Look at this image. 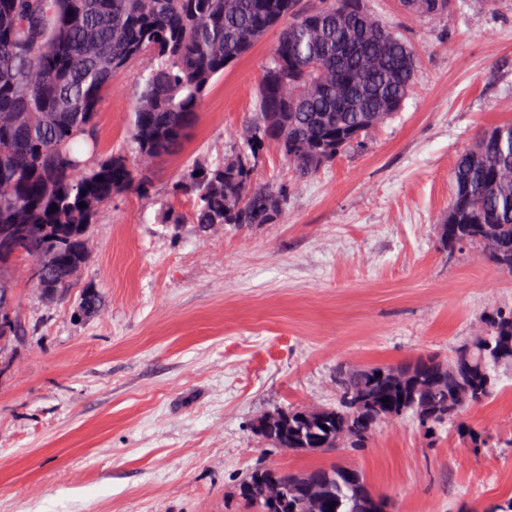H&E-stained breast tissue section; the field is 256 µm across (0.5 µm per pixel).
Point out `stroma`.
<instances>
[{"instance_id":"35a3bbf8","label":"stroma","mask_w":512,"mask_h":512,"mask_svg":"<svg viewBox=\"0 0 512 512\" xmlns=\"http://www.w3.org/2000/svg\"><path fill=\"white\" fill-rule=\"evenodd\" d=\"M422 51L401 112L363 146L307 179L276 148L256 167L285 186L280 219L202 237L185 169L232 156L255 110L275 34L217 79L181 149L157 162L150 190L113 196L88 229L92 254L51 303L16 283L29 329L0 366V512H240L236 489L260 462L303 469L324 454L264 455L254 419L336 398L338 362L447 355L492 305H512V277L467 248L440 253L451 173L474 134L512 121V0H458L439 25L399 0H367ZM141 75L103 95L98 153L129 140ZM182 215L175 231L162 209ZM99 316L75 320L86 289ZM468 423L512 435V377ZM393 512H482L512 496V448L472 454L454 436L424 447L415 424L381 425L352 454ZM483 474L475 483V474Z\"/></svg>"}]
</instances>
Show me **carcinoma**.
<instances>
[{"label": "carcinoma", "instance_id": "cac0c4a2", "mask_svg": "<svg viewBox=\"0 0 512 512\" xmlns=\"http://www.w3.org/2000/svg\"><path fill=\"white\" fill-rule=\"evenodd\" d=\"M455 0H401L403 10L438 21ZM277 41L263 66L256 112L238 152L194 166L172 184L189 196L191 223L217 227L271 224L288 197L262 183L255 159L274 146L301 179L314 175L377 125L401 111L419 50L376 16L365 0H0V239L14 247L0 269L28 262V280L46 301L70 288L89 261L88 227L112 196L144 192L135 162L173 154L195 123L213 80L271 31ZM133 62L143 64L126 147L91 161L104 91ZM454 196L437 232L452 255L480 249L512 275V122L481 132L457 158ZM58 210L51 211L52 207ZM0 299L3 343L25 335L14 289ZM100 310L88 291L77 319ZM512 373V307L493 308L479 329L446 356L399 363L339 364L336 403L278 407L253 432L269 451L333 453L372 447L383 423L413 419L427 445L443 430L478 452L493 440L463 415L499 392ZM248 512H392L357 468L330 462L301 470L258 467L242 478Z\"/></svg>", "mask_w": 512, "mask_h": 512}]
</instances>
